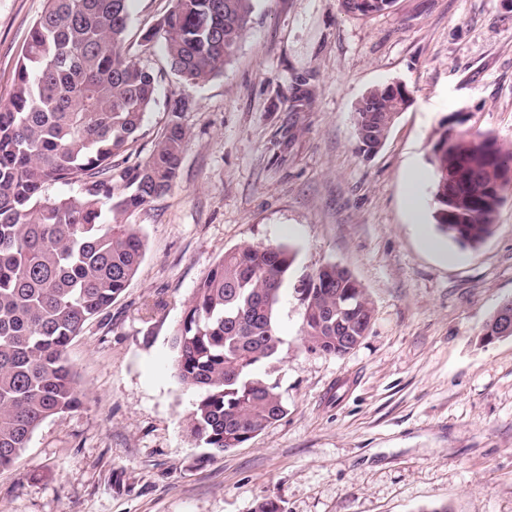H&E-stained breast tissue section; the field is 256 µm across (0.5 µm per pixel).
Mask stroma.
<instances>
[{
  "mask_svg": "<svg viewBox=\"0 0 512 512\" xmlns=\"http://www.w3.org/2000/svg\"><path fill=\"white\" fill-rule=\"evenodd\" d=\"M45 0H0V102ZM171 0H132L127 52L158 76L144 159L167 103H190L173 188L128 218L145 243L123 293L71 342L82 392L0 470V512H512V338L483 342L512 299V192L491 235L464 247L433 219L435 143L444 130L495 136L512 153V0H394L368 18L340 0H253L222 74L183 82L162 40ZM400 83L409 103L372 156L357 151L355 106ZM305 97L296 107L292 98ZM431 237L407 206V169ZM296 253L277 308L278 361L257 372L285 415L211 455L187 427L194 396L174 375L171 338L208 270L237 245ZM328 264L374 309L361 343L310 352L294 292Z\"/></svg>",
  "mask_w": 512,
  "mask_h": 512,
  "instance_id": "obj_1",
  "label": "stroma"
}]
</instances>
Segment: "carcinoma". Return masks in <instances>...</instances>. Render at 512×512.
I'll return each instance as SVG.
<instances>
[{
    "instance_id": "carcinoma-1",
    "label": "carcinoma",
    "mask_w": 512,
    "mask_h": 512,
    "mask_svg": "<svg viewBox=\"0 0 512 512\" xmlns=\"http://www.w3.org/2000/svg\"><path fill=\"white\" fill-rule=\"evenodd\" d=\"M0 104V469L23 456L50 416L77 408L67 350L89 320L135 277L144 241L125 220L176 182L187 131L185 100L150 154L134 165L117 157L143 135L157 75L124 49L130 0H45ZM146 40L160 38L172 71L186 82L223 73L246 31L252 0H172ZM371 110L356 123L371 131L359 149L381 147L395 123L394 97L369 90ZM434 219L464 246L489 236L512 183V155L492 135L437 144ZM79 192L50 197L52 183ZM295 253L284 244L243 243L201 280L172 336L174 369L195 396L188 428L214 453L253 439L285 413L276 386L255 374L278 358L276 307ZM301 336L311 351L340 357L366 335L373 308L361 283L336 265L306 274L295 288Z\"/></svg>"
}]
</instances>
